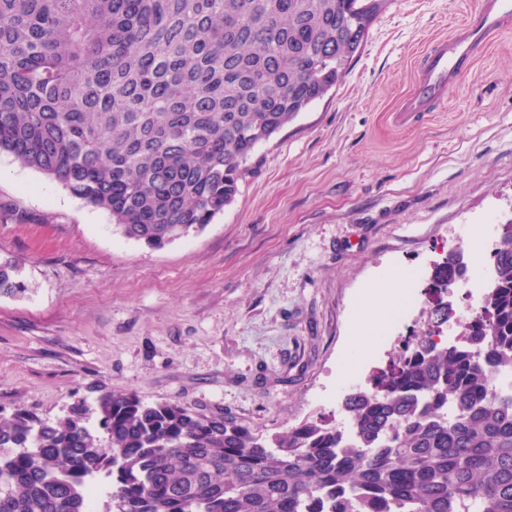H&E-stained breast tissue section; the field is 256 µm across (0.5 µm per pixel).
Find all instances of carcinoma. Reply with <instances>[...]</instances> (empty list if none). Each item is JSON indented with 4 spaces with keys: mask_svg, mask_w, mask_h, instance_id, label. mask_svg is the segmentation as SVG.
I'll return each mask as SVG.
<instances>
[{
    "mask_svg": "<svg viewBox=\"0 0 512 512\" xmlns=\"http://www.w3.org/2000/svg\"><path fill=\"white\" fill-rule=\"evenodd\" d=\"M385 0H0V153L151 249L203 230L255 149L349 68ZM486 315L265 435L136 394L0 417V512H512V222ZM0 263V295L23 292Z\"/></svg>",
    "mask_w": 512,
    "mask_h": 512,
    "instance_id": "cac0c4a2",
    "label": "carcinoma"
}]
</instances>
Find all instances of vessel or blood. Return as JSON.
<instances>
[{
	"label": "vessel or blood",
	"instance_id": "b4317fda",
	"mask_svg": "<svg viewBox=\"0 0 512 512\" xmlns=\"http://www.w3.org/2000/svg\"><path fill=\"white\" fill-rule=\"evenodd\" d=\"M512 29V0H478L474 14L448 36L431 44L411 90L397 112L407 117L430 112L444 103L464 71L504 31Z\"/></svg>",
	"mask_w": 512,
	"mask_h": 512
}]
</instances>
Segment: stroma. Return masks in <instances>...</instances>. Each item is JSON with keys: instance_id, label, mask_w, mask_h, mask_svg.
<instances>
[{"instance_id": "1", "label": "stroma", "mask_w": 512, "mask_h": 512, "mask_svg": "<svg viewBox=\"0 0 512 512\" xmlns=\"http://www.w3.org/2000/svg\"><path fill=\"white\" fill-rule=\"evenodd\" d=\"M477 0H387L358 56L248 163L234 201L200 233L153 250L104 211L0 153V414L62 417L100 390L205 412L271 435L338 411L346 364L385 367L387 323L364 320L370 284L422 310L479 304L434 288L453 244L478 255L512 222V30L437 111L393 123L431 40Z\"/></svg>"}]
</instances>
